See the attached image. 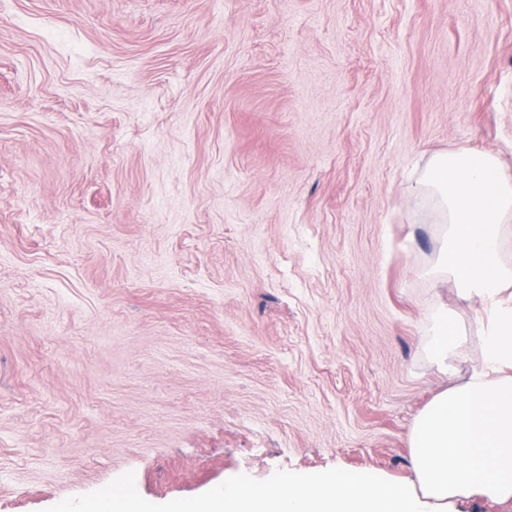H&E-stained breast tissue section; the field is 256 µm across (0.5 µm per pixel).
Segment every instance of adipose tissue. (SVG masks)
<instances>
[{"label": "adipose tissue", "instance_id": "obj_1", "mask_svg": "<svg viewBox=\"0 0 512 512\" xmlns=\"http://www.w3.org/2000/svg\"><path fill=\"white\" fill-rule=\"evenodd\" d=\"M413 193L432 201L442 222L429 275L452 279L462 295L478 298L484 318L477 366L465 382L438 393L414 423V481L333 470L285 473L259 485L232 474L205 499L187 503L186 512H450L459 498L512 501V267L501 256L512 179L489 153L451 151L428 159ZM463 339L443 310L425 348L445 370Z\"/></svg>", "mask_w": 512, "mask_h": 512}]
</instances>
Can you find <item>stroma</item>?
Returning <instances> with one entry per match:
<instances>
[{"label":"stroma","instance_id":"obj_1","mask_svg":"<svg viewBox=\"0 0 512 512\" xmlns=\"http://www.w3.org/2000/svg\"><path fill=\"white\" fill-rule=\"evenodd\" d=\"M461 149L512 178V0H0V512L412 479Z\"/></svg>","mask_w":512,"mask_h":512}]
</instances>
